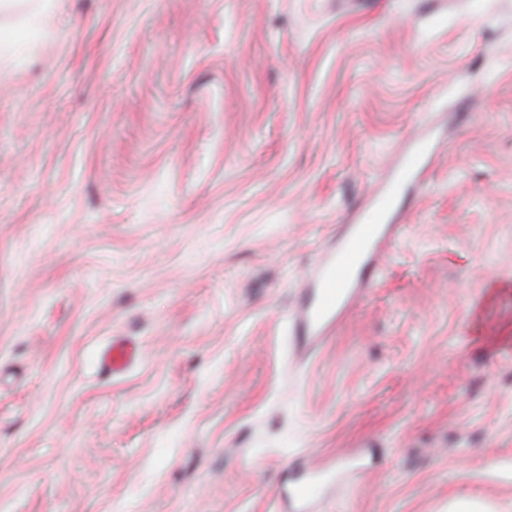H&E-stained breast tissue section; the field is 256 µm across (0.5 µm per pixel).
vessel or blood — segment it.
Returning a JSON list of instances; mask_svg holds the SVG:
<instances>
[{
  "label": "vessel or blood",
  "instance_id": "obj_1",
  "mask_svg": "<svg viewBox=\"0 0 512 512\" xmlns=\"http://www.w3.org/2000/svg\"><path fill=\"white\" fill-rule=\"evenodd\" d=\"M433 155L428 135L415 138L359 203L349 223L337 225L333 245L305 272L296 295L289 332L297 350L321 347L362 293L375 284L382 249L401 232V201ZM135 356L132 347L116 342L104 353L102 364L109 373L119 374ZM359 472V467L341 461L331 467L306 464L293 486L280 494L295 512H303L325 486L350 482Z\"/></svg>",
  "mask_w": 512,
  "mask_h": 512
}]
</instances>
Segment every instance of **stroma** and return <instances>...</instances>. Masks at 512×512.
<instances>
[{
  "label": "stroma",
  "mask_w": 512,
  "mask_h": 512,
  "mask_svg": "<svg viewBox=\"0 0 512 512\" xmlns=\"http://www.w3.org/2000/svg\"><path fill=\"white\" fill-rule=\"evenodd\" d=\"M427 121L296 362L305 267ZM347 453L317 512H512V0H56L0 47V512H280ZM434 152L428 133L423 132L387 167L359 203L358 214L337 225L333 245L320 252L305 272L296 295L289 332L297 350L321 347L362 293L376 283L382 249L401 232L402 225L397 224L401 201ZM136 357V351L121 342H114L104 353L102 364L111 375L122 373ZM362 468L353 466L342 461L336 462V466L317 467L307 462L298 471L292 487L285 486L279 495L293 509H305L309 506L311 499L315 497L325 486L350 482L356 477Z\"/></svg>",
  "instance_id": "1"
}]
</instances>
